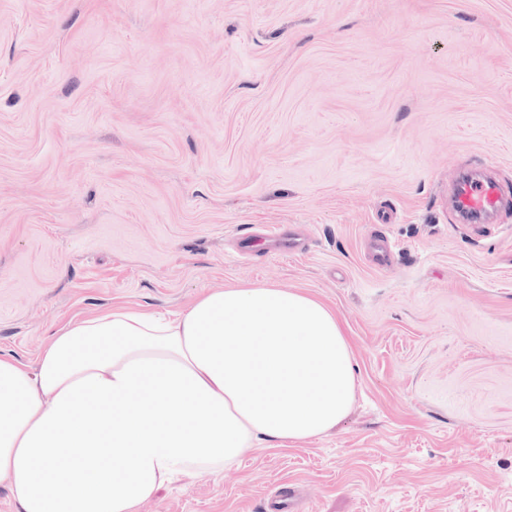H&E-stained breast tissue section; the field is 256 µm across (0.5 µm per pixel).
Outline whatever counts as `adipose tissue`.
<instances>
[{"label":"adipose tissue","instance_id":"adipose-tissue-1","mask_svg":"<svg viewBox=\"0 0 512 512\" xmlns=\"http://www.w3.org/2000/svg\"><path fill=\"white\" fill-rule=\"evenodd\" d=\"M356 377L335 312L268 283L205 293L172 317L125 306L0 356V484L19 512H136L267 443L332 431Z\"/></svg>","mask_w":512,"mask_h":512}]
</instances>
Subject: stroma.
Listing matches in <instances>:
<instances>
[{"label": "stroma", "instance_id": "35a3bbf8", "mask_svg": "<svg viewBox=\"0 0 512 512\" xmlns=\"http://www.w3.org/2000/svg\"><path fill=\"white\" fill-rule=\"evenodd\" d=\"M257 282L333 309L349 414L137 512H512V0H0V355ZM503 198L497 182L467 177L459 181L454 189V204L464 220L476 219L493 212Z\"/></svg>", "mask_w": 512, "mask_h": 512}]
</instances>
